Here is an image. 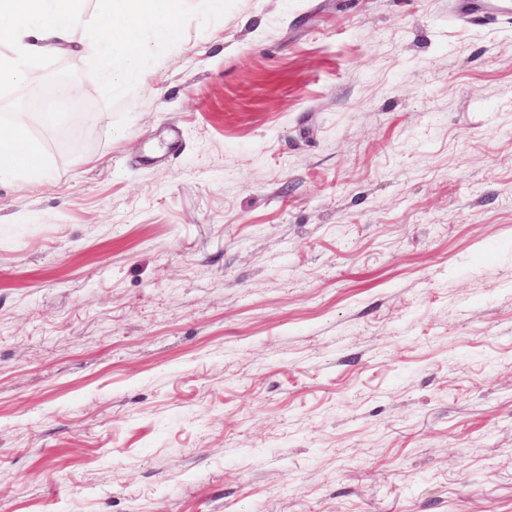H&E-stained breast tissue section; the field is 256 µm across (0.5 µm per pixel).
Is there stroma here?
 <instances>
[{
    "label": "stroma",
    "mask_w": 512,
    "mask_h": 512,
    "mask_svg": "<svg viewBox=\"0 0 512 512\" xmlns=\"http://www.w3.org/2000/svg\"><path fill=\"white\" fill-rule=\"evenodd\" d=\"M97 7L0 181V512H512V15L184 0L116 89Z\"/></svg>",
    "instance_id": "35a3bbf8"
}]
</instances>
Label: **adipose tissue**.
I'll use <instances>...</instances> for the list:
<instances>
[{"label":"adipose tissue","mask_w":512,"mask_h":512,"mask_svg":"<svg viewBox=\"0 0 512 512\" xmlns=\"http://www.w3.org/2000/svg\"><path fill=\"white\" fill-rule=\"evenodd\" d=\"M73 0H0V83L26 80L31 56L58 50L78 22ZM100 19L88 47L109 63L116 86L136 83L148 49L146 29L176 43L181 0H100ZM23 115L0 119V181L43 175L39 147L26 134Z\"/></svg>","instance_id":"adipose-tissue-1"}]
</instances>
